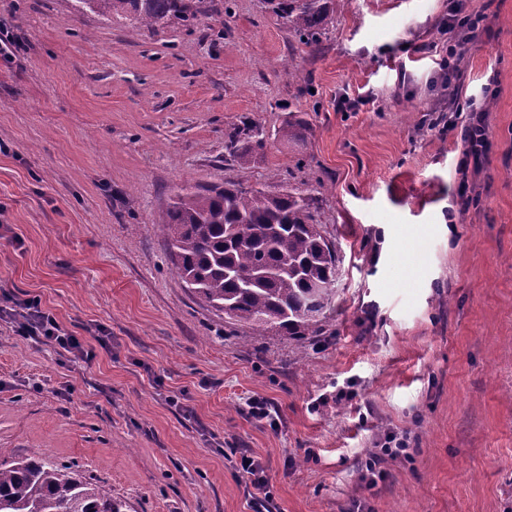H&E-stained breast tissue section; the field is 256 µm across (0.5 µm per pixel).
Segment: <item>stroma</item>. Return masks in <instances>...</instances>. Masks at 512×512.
<instances>
[{"mask_svg":"<svg viewBox=\"0 0 512 512\" xmlns=\"http://www.w3.org/2000/svg\"><path fill=\"white\" fill-rule=\"evenodd\" d=\"M196 5L146 29L0 0L22 45L0 58V307L38 298L93 351L0 321V448L77 464L127 512H255L243 453L267 512H512V0H466L454 100L448 0H350L317 52L259 0ZM456 100L490 107L465 208ZM245 116L268 133L251 168L224 158ZM227 180L318 197L341 260L323 334L243 339L177 276L158 214ZM388 431L408 446L366 481ZM240 469L249 477L250 484L259 492L264 494V499L267 500L269 492L267 489V481L264 475V469L262 463L251 456H241L240 458Z\"/></svg>","mask_w":512,"mask_h":512,"instance_id":"stroma-1","label":"stroma"}]
</instances>
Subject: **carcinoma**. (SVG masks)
Listing matches in <instances>:
<instances>
[{"instance_id": "1", "label": "carcinoma", "mask_w": 512, "mask_h": 512, "mask_svg": "<svg viewBox=\"0 0 512 512\" xmlns=\"http://www.w3.org/2000/svg\"><path fill=\"white\" fill-rule=\"evenodd\" d=\"M77 8L108 20L154 26L192 16L191 0H76ZM349 0H265L298 41L317 50ZM305 121L288 113L278 129L303 138ZM264 125L242 118L224 133V155L241 168L262 158ZM318 199L290 187L268 191L234 181L177 193L156 219L177 275L231 325L254 336L272 330L318 336L332 307L339 275L335 245L322 234ZM103 482L74 466L16 457L0 448V512H125Z\"/></svg>"}]
</instances>
